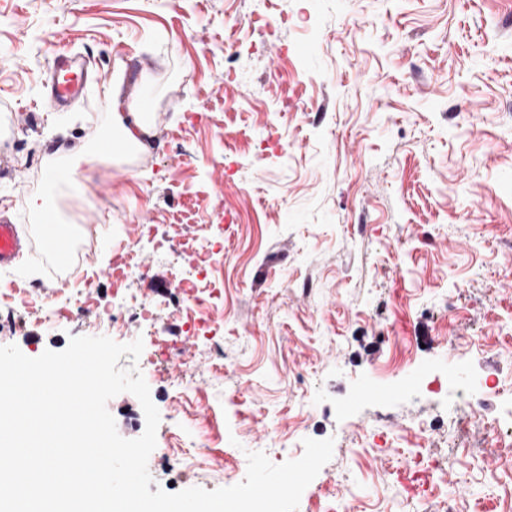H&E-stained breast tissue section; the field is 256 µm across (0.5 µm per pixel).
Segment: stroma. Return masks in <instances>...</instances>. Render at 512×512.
<instances>
[{"label": "stroma", "mask_w": 512, "mask_h": 512, "mask_svg": "<svg viewBox=\"0 0 512 512\" xmlns=\"http://www.w3.org/2000/svg\"><path fill=\"white\" fill-rule=\"evenodd\" d=\"M62 51L143 85L153 124L131 168L44 180L58 148L111 134L103 84L41 109ZM45 194L84 274L53 288L67 314L43 324L20 312L42 262L23 249L0 274V346L35 358L116 315L144 343L119 364L160 413L154 486H231L247 452L280 464L330 437L298 512H512V444L477 452L474 424L457 447L470 410L439 391L455 369L471 387L493 377L483 423L512 410V0H0V220L37 238L27 201ZM204 239L224 243L205 311L173 286ZM125 291L163 299L153 328ZM201 314L223 323L226 359L186 334ZM107 408L122 437L143 433L134 395ZM422 451L455 463L419 488Z\"/></svg>", "instance_id": "obj_1"}]
</instances>
